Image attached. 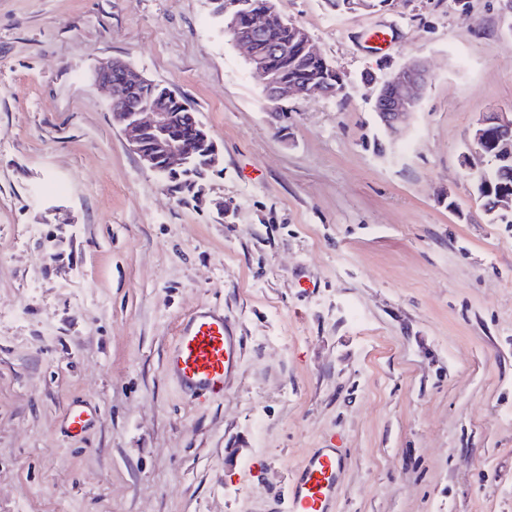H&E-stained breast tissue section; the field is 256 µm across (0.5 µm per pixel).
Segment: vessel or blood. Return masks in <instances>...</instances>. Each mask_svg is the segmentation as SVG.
<instances>
[{
    "mask_svg": "<svg viewBox=\"0 0 512 512\" xmlns=\"http://www.w3.org/2000/svg\"><path fill=\"white\" fill-rule=\"evenodd\" d=\"M242 352V339L223 310L202 307L179 324L163 370L184 397L217 398L223 396ZM96 414L88 404L71 406L66 414L68 431L85 434ZM344 471L345 459L334 444L309 452L280 493L284 512H335Z\"/></svg>",
    "mask_w": 512,
    "mask_h": 512,
    "instance_id": "vessel-or-blood-1",
    "label": "vessel or blood"
}]
</instances>
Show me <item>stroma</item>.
Segmentation results:
<instances>
[{
    "label": "stroma",
    "instance_id": "stroma-1",
    "mask_svg": "<svg viewBox=\"0 0 512 512\" xmlns=\"http://www.w3.org/2000/svg\"><path fill=\"white\" fill-rule=\"evenodd\" d=\"M467 2L274 0L346 85L272 102L220 0H0V512H281L330 439L337 512H512V225L461 164L512 110V35L501 0ZM110 59L197 112L202 201L113 127ZM413 59L429 84L394 138L367 77ZM207 304L244 353L189 403L163 353ZM96 414V409L89 404L81 403L71 406L66 414L67 430L72 436L85 434Z\"/></svg>",
    "mask_w": 512,
    "mask_h": 512
}]
</instances>
